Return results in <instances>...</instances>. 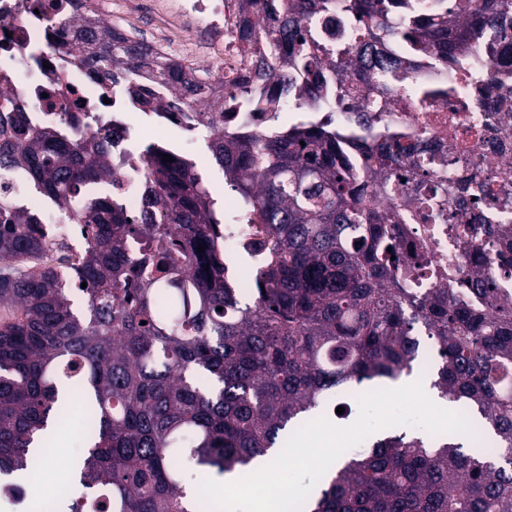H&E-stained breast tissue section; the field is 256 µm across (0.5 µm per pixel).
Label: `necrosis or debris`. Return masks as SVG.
<instances>
[{"mask_svg":"<svg viewBox=\"0 0 512 512\" xmlns=\"http://www.w3.org/2000/svg\"><path fill=\"white\" fill-rule=\"evenodd\" d=\"M237 6L238 0H153L154 29L144 44L150 54L206 68L213 87L227 91L247 67L239 50ZM87 8L122 34L137 29L133 0H0V91L23 109L31 127L72 113L79 117L72 134L86 137L93 131L83 116L103 109L102 84L82 67L61 31L65 18ZM470 64L491 84V111L462 109L467 93L462 87L449 96L446 111L405 112L393 105L383 118L423 130L440 152H452L449 186L473 178L512 190V74L504 75L502 66L478 50ZM22 207L49 244L63 240L75 249L83 243L81 225L58 222L56 202L33 196ZM412 230L431 244L438 265L452 266L464 277L469 262L464 239L445 224H416ZM263 253L260 225L239 217L227 225L224 254L230 263L254 265Z\"/></svg>","mask_w":512,"mask_h":512,"instance_id":"necrosis-or-debris-1","label":"necrosis or debris"}]
</instances>
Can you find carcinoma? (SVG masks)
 Wrapping results in <instances>:
<instances>
[{"mask_svg":"<svg viewBox=\"0 0 512 512\" xmlns=\"http://www.w3.org/2000/svg\"><path fill=\"white\" fill-rule=\"evenodd\" d=\"M257 2L244 0L240 31L255 75L212 102L181 65L82 14L70 20L80 64L112 81L104 96L123 85L142 112L208 128L225 183L268 241L250 294L226 281L224 213L190 161L142 149L148 207L132 215L112 191L123 161L108 117L72 140L30 127L0 93V184L60 203L86 237L67 283L71 257L46 258L34 220L0 193V500L39 465L65 386L86 413L80 493L48 512H211L186 496L185 471L255 472L317 410L348 415L342 392L412 373L425 338L437 352L431 387L476 417V437L386 433L331 466L301 512H512V299L497 296L488 270L512 275L509 229L453 227L467 239L465 283L420 287L434 252L403 225L448 223V182L426 148L408 173L393 172L422 138L380 117L393 97L439 111L448 87L428 79V63L455 65L462 81L475 48L512 63V0H263L266 26L251 22ZM337 14L358 20L356 45L339 38ZM353 80L370 87V105L349 99ZM282 99L323 116L282 131L220 123L226 112L275 119ZM404 179L428 189L403 200ZM460 194L479 211L512 207L489 183ZM129 240L138 254H126Z\"/></svg>","mask_w":512,"mask_h":512,"instance_id":"1","label":"carcinoma"}]
</instances>
